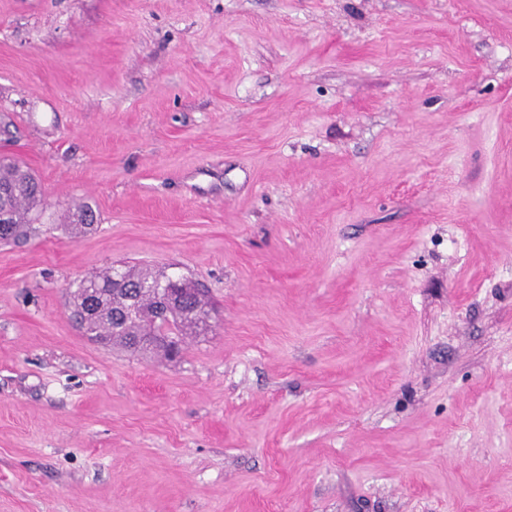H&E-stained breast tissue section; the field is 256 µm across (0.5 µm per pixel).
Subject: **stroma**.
<instances>
[{"label": "stroma", "mask_w": 512, "mask_h": 512, "mask_svg": "<svg viewBox=\"0 0 512 512\" xmlns=\"http://www.w3.org/2000/svg\"><path fill=\"white\" fill-rule=\"evenodd\" d=\"M0 156V512H512V0H0ZM119 262L208 335L85 336ZM44 204L41 183L18 159H0V212L6 224L0 223V241L19 240L27 236L32 215ZM114 265V264H113ZM112 265V266H113ZM112 266L105 269L103 274H93L82 278L77 290L70 294L75 301V307H83L82 288H95L97 290V300L94 303L91 312L83 318L80 329L86 336L101 344L119 345L122 348L134 354H151L164 358H172L171 342L165 339L157 340L156 343L148 346L141 345V340L147 336H156L153 312L160 300L175 299L169 305L171 324L173 328V339L171 341L179 344L183 336H202L210 330V319L212 318V308L205 300L204 295L188 279H184L188 284L189 292L181 300L176 299L183 294V285L181 281L169 279L159 281L155 288H149L163 273L145 274L144 267L136 265L119 264L118 268L112 269ZM121 271L125 277L135 282L139 288H135V294L132 296L134 302L131 311L135 318H130L129 303L130 296L125 288L119 287L113 281V271ZM188 333V334H187ZM176 339V340H175Z\"/></svg>", "instance_id": "stroma-1"}]
</instances>
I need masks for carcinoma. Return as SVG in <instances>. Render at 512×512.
<instances>
[{"mask_svg": "<svg viewBox=\"0 0 512 512\" xmlns=\"http://www.w3.org/2000/svg\"><path fill=\"white\" fill-rule=\"evenodd\" d=\"M44 204V191L41 183L18 159H0V212L6 215L7 222L0 223V241H15L27 236L32 224V215ZM70 224L72 233L79 235L93 228L96 217L87 204L79 205L72 213ZM125 277L138 285L134 296H129L124 288L113 281V269L108 267L102 274L82 278L77 290L71 293L75 307L84 306V288L97 290V300L91 312L83 318L80 329L89 338L101 343L119 345L134 354H151L164 358L173 357L171 343L160 339L148 346L141 340L155 335L153 312L160 300L156 289L150 287L159 274L144 273V268L136 265L120 264ZM189 292L169 305L173 337L176 343L183 336H202L210 330L212 308L204 295L193 283H188ZM135 307L137 316L129 317V308Z\"/></svg>", "mask_w": 512, "mask_h": 512, "instance_id": "carcinoma-1", "label": "carcinoma"}]
</instances>
